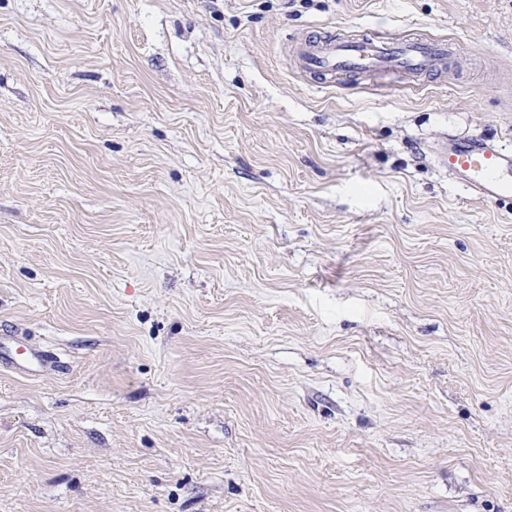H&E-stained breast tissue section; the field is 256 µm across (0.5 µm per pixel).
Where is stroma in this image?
Returning <instances> with one entry per match:
<instances>
[{
	"instance_id": "stroma-1",
	"label": "stroma",
	"mask_w": 512,
	"mask_h": 512,
	"mask_svg": "<svg viewBox=\"0 0 512 512\" xmlns=\"http://www.w3.org/2000/svg\"><path fill=\"white\" fill-rule=\"evenodd\" d=\"M439 77L315 83L321 28ZM512 0H0V512H512ZM373 34L347 40L323 33L310 32L295 49L298 68L312 78L342 75L353 83L391 70L411 78H431L448 68L453 43L443 39H409L395 41L384 28ZM433 153L468 193L494 203L512 204V149L503 140L445 135ZM0 368L40 376L61 373L66 366L47 350L29 346L18 336H0Z\"/></svg>"
}]
</instances>
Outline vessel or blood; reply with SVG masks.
Listing matches in <instances>:
<instances>
[{"label": "vessel or blood", "instance_id": "b4317fda", "mask_svg": "<svg viewBox=\"0 0 512 512\" xmlns=\"http://www.w3.org/2000/svg\"><path fill=\"white\" fill-rule=\"evenodd\" d=\"M453 45L443 39L397 41L383 28L362 38L342 40L313 31L295 49L298 68L314 78L342 75L354 83L396 70L411 78H431L448 68ZM433 153L439 164L470 194L512 204V149L494 137L446 136ZM0 368L40 376L59 373L64 362L16 336H0Z\"/></svg>", "mask_w": 512, "mask_h": 512}]
</instances>
